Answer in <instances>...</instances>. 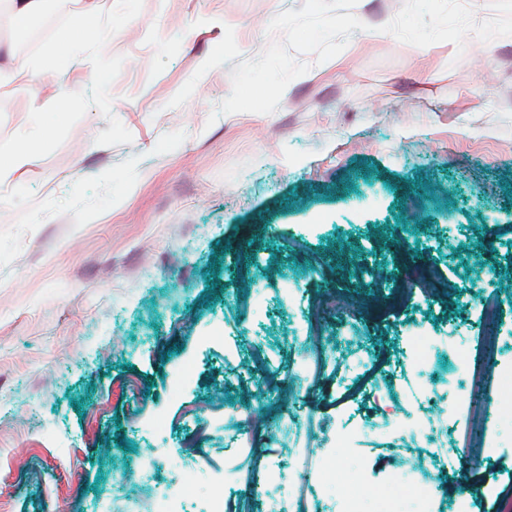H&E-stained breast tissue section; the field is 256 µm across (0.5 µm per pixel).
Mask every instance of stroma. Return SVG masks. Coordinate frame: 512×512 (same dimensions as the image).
<instances>
[{"label": "stroma", "instance_id": "obj_1", "mask_svg": "<svg viewBox=\"0 0 512 512\" xmlns=\"http://www.w3.org/2000/svg\"><path fill=\"white\" fill-rule=\"evenodd\" d=\"M402 4L358 0L366 30L305 55L276 112L212 124L303 0H143L108 41L132 142L95 144L93 108L0 180V512H151L184 472L183 512L214 491L273 512L248 486L303 501L323 455L306 420L368 483L438 484L425 512H512V423L471 400L512 365V37L416 47L380 30ZM32 107L0 87V139ZM459 345L485 361L462 381ZM246 406L266 424L242 446Z\"/></svg>", "mask_w": 512, "mask_h": 512}]
</instances>
